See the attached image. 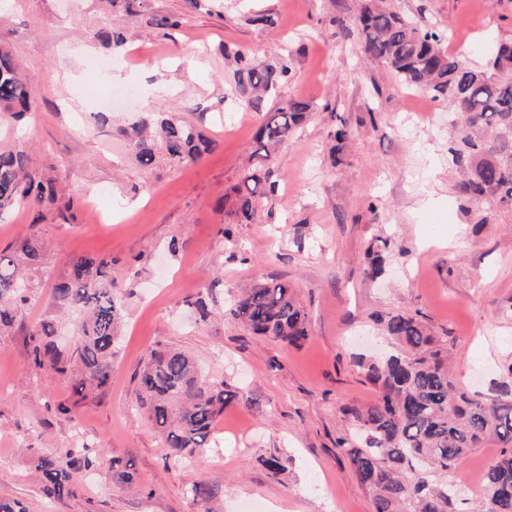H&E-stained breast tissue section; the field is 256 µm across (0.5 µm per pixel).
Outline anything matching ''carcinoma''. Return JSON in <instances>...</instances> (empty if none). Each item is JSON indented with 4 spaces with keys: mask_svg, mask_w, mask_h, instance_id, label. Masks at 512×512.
Masks as SVG:
<instances>
[{
    "mask_svg": "<svg viewBox=\"0 0 512 512\" xmlns=\"http://www.w3.org/2000/svg\"><path fill=\"white\" fill-rule=\"evenodd\" d=\"M357 28L366 53L402 85L447 99L460 115L450 152L462 173L458 193L475 207V225L487 223L484 205L512 212V40L491 45L485 64L471 67L445 50L447 36L386 7L383 0H361ZM95 37L110 50L124 44L123 35L112 31L99 30ZM234 60L255 90L291 79L286 59L264 68L240 53ZM36 98L35 85L20 74L13 54L0 47V112L19 118ZM309 109L308 103L290 98L266 113L256 135L264 160L288 141ZM130 142L146 170L161 158L175 166L193 163L211 149L196 126L164 112H147ZM275 192L270 170L241 173L229 196L238 223H252L262 202L272 201ZM27 202L53 205L58 190L53 181L28 173L25 151L0 148V219ZM388 249L383 238L368 248L371 275L385 271ZM44 251L45 243L35 236L0 250V335L13 327L17 312L29 302L26 271L40 270ZM51 306L77 314L72 340L58 344L56 320H40L29 332L33 367L65 377L82 399L103 392L124 316L112 262L96 257L70 262L53 287ZM230 312L257 335L295 346L308 338L307 313L286 283L273 279L253 284ZM377 322L395 350L382 359L358 362L366 379L378 386L379 396L370 406L339 408L349 431L337 439L359 482L371 492L374 512H455L457 498L449 486L434 485L429 475L450 473L470 449L491 439L502 444V451L484 475L478 512H512V385L503 382L488 397L472 394L450 373L448 346L418 317L386 312L377 315ZM137 379V399L167 457L178 463L206 453L217 416L237 397L224 381L206 377L193 356L169 347L152 350ZM27 455L43 493L61 503L76 496L77 473L103 464L92 448H29ZM107 475L117 488L136 484L132 467L116 458L109 461ZM187 493L211 512L209 504L224 495V486L195 482Z\"/></svg>",
    "mask_w": 512,
    "mask_h": 512,
    "instance_id": "cac0c4a2",
    "label": "carcinoma"
}]
</instances>
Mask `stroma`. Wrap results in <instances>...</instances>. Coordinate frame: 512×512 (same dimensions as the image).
Instances as JSON below:
<instances>
[{"label":"stroma","mask_w":512,"mask_h":512,"mask_svg":"<svg viewBox=\"0 0 512 512\" xmlns=\"http://www.w3.org/2000/svg\"><path fill=\"white\" fill-rule=\"evenodd\" d=\"M359 0H7L0 46L38 90L21 119L0 113V146L19 147L29 168L56 182L62 206L27 205L0 220V249L27 234L48 246L30 301L0 336V497L29 512H203L194 481L224 485L222 512H373L336 439L338 408L378 397L358 366L379 353L375 314H418L448 345L455 379L473 393L506 381L512 364V213L474 228L448 153L458 114L443 98L402 86L365 54L355 25ZM427 26L450 29L445 44L467 65L487 43L512 39V0H389ZM272 14L277 24L255 23ZM179 27L163 35L158 16ZM121 32V51L94 34ZM260 66L288 62L289 83L253 91L227 53ZM136 84L127 111L99 113L80 86L96 63ZM298 98L307 121L268 165L272 204L237 223L225 197L255 166V135L271 107ZM170 112L213 141L195 163L142 170L129 135L143 111ZM350 132L343 143L338 121ZM391 242L385 273L368 274L376 237ZM106 258L123 286L126 319L100 394L75 401L66 379L32 367L28 333L50 315L48 300L69 262ZM288 283L308 314L309 337L292 346L248 332L229 313L243 288ZM208 293L214 315L197 321ZM194 353L238 398L218 416L205 459L176 465L135 403L136 373L152 348ZM76 404L75 417L57 404ZM89 446L131 463L138 488L86 473L77 496L47 499L27 448ZM276 457L279 468L263 461Z\"/></svg>","instance_id":"stroma-1"}]
</instances>
